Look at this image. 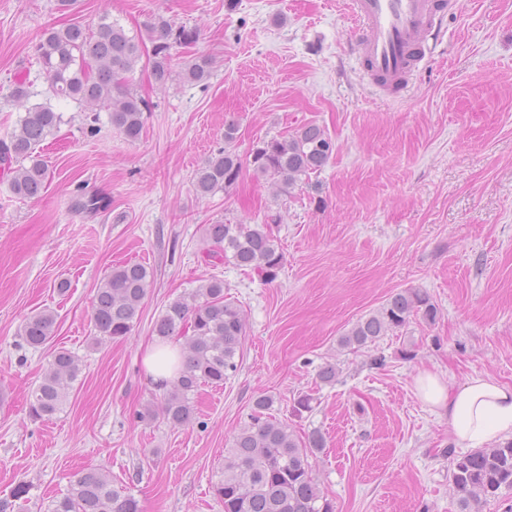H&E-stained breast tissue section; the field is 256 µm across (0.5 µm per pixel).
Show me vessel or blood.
<instances>
[{
	"label": "vessel or blood",
	"mask_w": 512,
	"mask_h": 512,
	"mask_svg": "<svg viewBox=\"0 0 512 512\" xmlns=\"http://www.w3.org/2000/svg\"><path fill=\"white\" fill-rule=\"evenodd\" d=\"M351 11L357 51L389 84L407 83L432 54L440 0H351Z\"/></svg>",
	"instance_id": "1"
}]
</instances>
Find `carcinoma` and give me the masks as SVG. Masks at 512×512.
I'll return each instance as SVG.
<instances>
[{
    "label": "carcinoma",
    "mask_w": 512,
    "mask_h": 512,
    "mask_svg": "<svg viewBox=\"0 0 512 512\" xmlns=\"http://www.w3.org/2000/svg\"><path fill=\"white\" fill-rule=\"evenodd\" d=\"M151 47L130 34L118 21L102 17L88 31L72 23L47 29L36 46V59L47 83L48 96L30 103L35 92L25 81L15 84L11 97L19 115L8 140L0 142V164L11 174V193L20 199L42 194L48 168L40 159V146L58 131L61 113L51 99L69 100L92 113L110 114L114 125L129 141L141 138L149 102L131 86L140 64L150 68L154 83L165 87L173 77V50L194 44L198 32L177 26L162 14L147 25ZM211 57L200 55L185 61L178 76L183 83L206 82L213 68ZM238 125L224 127V147L211 154L192 179L196 196L205 198L220 190L234 189L243 178L244 163L233 148ZM335 144L319 125L311 123L295 133L256 143L249 154L253 175L270 182L273 192L294 188L323 168L332 158ZM72 208L94 213L109 208V200L83 185L71 197ZM206 237L211 257L225 258L236 267L257 273L264 281L277 279L283 254L266 224H209ZM152 273L141 263L113 267L101 279L92 300L95 342L131 335L139 320ZM438 309L430 296L417 289L392 294L376 312L360 318L339 340L344 348L366 347L405 326L410 319H436ZM57 315L50 309L29 318L23 340L32 347L44 345L53 335ZM153 333L160 339L184 338V367L163 394L158 412L173 427L184 426L194 416V399L204 385L220 387L238 370L246 320L241 307L224 295V280L211 276L200 280L188 295L168 303L156 320ZM81 367L67 350H58L40 381L29 392V411L36 418L63 410ZM273 399L259 396L250 422L234 435L224 454V467L214 492L224 512H333L332 502L320 491L313 475V456L324 447L323 436L311 433L307 440L293 434L288 423L270 413ZM452 484L461 512H473L480 502L512 488V441L481 448L457 458ZM51 512H141L139 501L112 488L103 469H85L70 481L67 493L56 500Z\"/></svg>",
    "instance_id": "cac0c4a2"
}]
</instances>
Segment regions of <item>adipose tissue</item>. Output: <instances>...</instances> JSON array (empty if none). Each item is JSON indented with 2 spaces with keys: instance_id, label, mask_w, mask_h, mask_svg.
Wrapping results in <instances>:
<instances>
[{
  "instance_id": "1",
  "label": "adipose tissue",
  "mask_w": 512,
  "mask_h": 512,
  "mask_svg": "<svg viewBox=\"0 0 512 512\" xmlns=\"http://www.w3.org/2000/svg\"><path fill=\"white\" fill-rule=\"evenodd\" d=\"M180 352L174 341L147 347L142 364L155 384L177 378ZM414 387L424 404L447 415L454 446L482 448L512 437V387L489 374L476 371L451 386L438 374L422 372L416 376Z\"/></svg>"
}]
</instances>
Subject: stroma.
<instances>
[{
	"label": "stroma",
	"instance_id": "1",
	"mask_svg": "<svg viewBox=\"0 0 512 512\" xmlns=\"http://www.w3.org/2000/svg\"><path fill=\"white\" fill-rule=\"evenodd\" d=\"M350 0H0V141L18 111L22 79L46 85L34 50L42 32L101 17L143 32L155 13L196 28L177 49L214 60L206 85L157 89L142 137L128 141L100 113L96 133L76 103L56 102L64 122L41 151L44 193L16 198L0 175V500L26 484L10 512H49L74 473L102 468L142 512H224L213 486L224 450L254 400L300 437L325 446L314 473L335 512H459L447 417L416 396L431 371L453 383L472 371L512 387V0H457L435 54L408 86L374 83L353 54ZM248 158L259 140L315 123L336 144L324 168L273 196L244 174L230 192L196 197L192 178L224 145ZM112 200L100 214L73 209L77 184ZM272 224L285 257L271 283L208 257L206 225ZM139 262L153 284L130 336L94 344L91 301L112 266ZM218 276L246 316L240 370L202 386L191 423L137 419L160 399L142 349L172 299ZM426 292L437 319H413L358 352L339 338L403 289ZM52 339L29 347L20 331L43 308ZM82 372L64 409L29 414L27 395L56 349ZM335 365L333 383L320 369ZM312 411L294 417L299 393Z\"/></svg>",
	"mask_w": 512,
	"mask_h": 512
}]
</instances>
